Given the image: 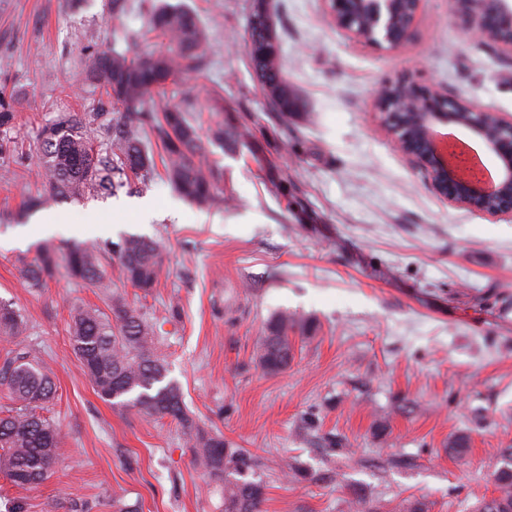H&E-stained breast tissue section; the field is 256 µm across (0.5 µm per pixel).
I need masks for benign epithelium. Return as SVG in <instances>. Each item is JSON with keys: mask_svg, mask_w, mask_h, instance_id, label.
Masks as SVG:
<instances>
[{"mask_svg": "<svg viewBox=\"0 0 512 512\" xmlns=\"http://www.w3.org/2000/svg\"><path fill=\"white\" fill-rule=\"evenodd\" d=\"M423 0H410V9L397 18L395 0H324L326 17L355 41H363L378 49L392 51L404 43L412 30ZM453 0L459 13L467 17L480 34L505 21L493 45L512 56V0ZM410 89L412 122L406 125L400 114L388 110L386 84L377 91L374 102L379 124L388 130L394 146L412 158L427 174L438 194L457 208L481 212L490 217L512 215V117L497 112V128L489 130L484 116L490 110L459 97L449 96L433 86H424L410 77L394 83ZM454 126L467 131L484 145L489 155L504 162L498 182L491 192L478 188L479 180L461 173L465 160L451 163L432 141V130Z\"/></svg>", "mask_w": 512, "mask_h": 512, "instance_id": "1", "label": "benign epithelium"}]
</instances>
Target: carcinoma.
<instances>
[{
    "mask_svg": "<svg viewBox=\"0 0 512 512\" xmlns=\"http://www.w3.org/2000/svg\"><path fill=\"white\" fill-rule=\"evenodd\" d=\"M150 4L146 28L126 41V48L88 56L87 77L112 98L115 115L95 113L89 117L65 115L39 133V156L50 196L56 200L76 198L87 192L114 195L133 178L145 180L155 169L154 156L144 143L151 131L161 142L167 180L187 201L210 206L218 201L221 174L207 162L208 146L234 145L250 137V130L219 121L208 140H203L191 119L190 107H176L159 118L147 107L153 95L164 91L179 76L206 63L209 43L197 16L182 6ZM280 20L271 0H252L246 19L249 58L265 98L279 123L286 126L296 113L305 111L297 90L284 76L281 62ZM165 40L159 51L136 49L149 35ZM16 115L0 100V157L23 160L26 151L12 141ZM106 139L93 145L92 123ZM107 252L118 261L120 277L148 291L161 271L158 244L129 236L104 246H72L65 256L68 275L97 283L101 279V256ZM58 266L55 250L44 248L40 262L24 270L32 288H40ZM26 322L12 307L0 303V333L19 336ZM295 323L288 315L271 317L257 349L258 364L268 373L288 367L293 357L290 334ZM156 326L120 297L111 298L110 314L97 310L74 312L71 340L75 356L97 394L118 406L132 404L151 415L169 417L182 429L197 466L206 470L224 492L223 512H260L265 486L248 478L251 466L241 453L226 446L224 437L199 427L186 413L180 389L164 386V361L154 348ZM30 351L6 352L0 365V386L6 387L13 407L0 415V472L17 487L40 484L55 463L62 434L41 417L55 394L52 378L44 367L29 360ZM500 466L494 474L498 495L478 502L472 512H512V448L500 451Z\"/></svg>",
    "mask_w": 512,
    "mask_h": 512,
    "instance_id": "obj_1",
    "label": "carcinoma"
}]
</instances>
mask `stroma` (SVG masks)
<instances>
[{
    "label": "stroma",
    "instance_id": "1",
    "mask_svg": "<svg viewBox=\"0 0 512 512\" xmlns=\"http://www.w3.org/2000/svg\"><path fill=\"white\" fill-rule=\"evenodd\" d=\"M194 11L212 52L152 97L155 112L193 101L201 130L218 118L252 128L245 143L212 147L225 201L201 209L156 170L118 195L47 200L36 215L54 234L25 247L14 214L44 194L36 156L0 163V301L27 322L0 334V356L26 347L56 384L48 418L64 438L32 488L0 475V512H221L219 486L193 461L176 422L96 394L72 350L75 309L121 296L160 324L158 352L189 415L253 461L262 512H470L496 495L498 451L512 448V217L449 206L398 152L373 112L376 91L404 74L512 115V57L462 32L449 0H424L404 46L386 52L349 39L323 0H275L284 74L308 113L276 125L246 52L251 0H167ZM137 0L113 21L108 0H0V98L12 137L34 147L66 113L107 112L86 79L92 52L145 27ZM223 96V113L212 112ZM159 242L162 271L142 291L120 280L111 255L88 284L58 267L29 287L24 266L42 248L66 253L124 235ZM178 317H171V308ZM297 322L293 360L264 372L256 350L266 321ZM334 434L340 447H323ZM467 451L449 454L456 435ZM299 462L306 478L287 474Z\"/></svg>",
    "mask_w": 512,
    "mask_h": 512
}]
</instances>
